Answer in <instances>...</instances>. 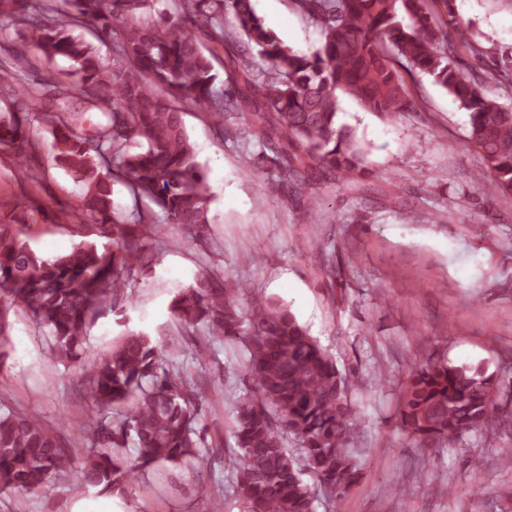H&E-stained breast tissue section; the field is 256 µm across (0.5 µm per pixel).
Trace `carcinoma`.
I'll return each mask as SVG.
<instances>
[{
  "label": "carcinoma",
  "instance_id": "carcinoma-1",
  "mask_svg": "<svg viewBox=\"0 0 512 512\" xmlns=\"http://www.w3.org/2000/svg\"><path fill=\"white\" fill-rule=\"evenodd\" d=\"M67 2L71 11L60 17L49 3L36 13L31 0H0V20L24 28V39L46 61L62 57L73 66L65 81L50 69L40 74L38 84L53 93L20 94L0 112V149L13 156L22 180L35 182L28 128L35 120L50 126L54 161L86 187L71 220L88 217L122 233L113 235L110 254L80 243L49 258L0 224L1 359L13 306L49 328L56 356H79L90 324L116 311L125 296L131 261L149 262L135 231L145 224L158 237L164 228L142 210L117 211L114 182H123L136 201H154L169 224L191 230L208 223L209 187L183 122L189 107L206 109L221 134L251 136L272 151L277 182L312 212L322 205L318 189L348 190L364 164L354 135L337 123V92L369 112H403L406 90L391 64L402 58L469 111L467 139L484 159L478 189L512 196V106L487 97L481 81L456 67L448 27L473 54L479 47L469 23L435 16L431 0H294L322 31L323 45L311 56L266 28L251 0H174L176 17L165 20L146 17L148 0ZM228 15L247 42L230 57L231 86L222 89L212 60L229 40ZM85 25L112 42V63L73 35ZM256 54L265 69H255ZM97 104L109 112L90 138L81 114ZM134 138L140 139L135 150ZM172 311L184 335L203 325L210 337L240 343L248 354L254 388L236 400L233 431L241 450L235 463L240 512H314L313 492L299 477L303 467L325 493L343 497L360 473L357 413L336 361L295 315L207 266L197 285L174 298ZM87 374L94 406L115 417L109 425H89L98 447L79 465L81 482L109 493L127 488L120 456L130 440L143 467L200 460L199 388L163 365L149 337L126 333ZM498 393L497 377L480 368L417 362L403 391L400 426L423 447L487 432L500 412ZM290 437L299 444L298 459L288 450ZM71 469L72 459L39 420L0 414L1 488L36 492Z\"/></svg>",
  "mask_w": 512,
  "mask_h": 512
}]
</instances>
